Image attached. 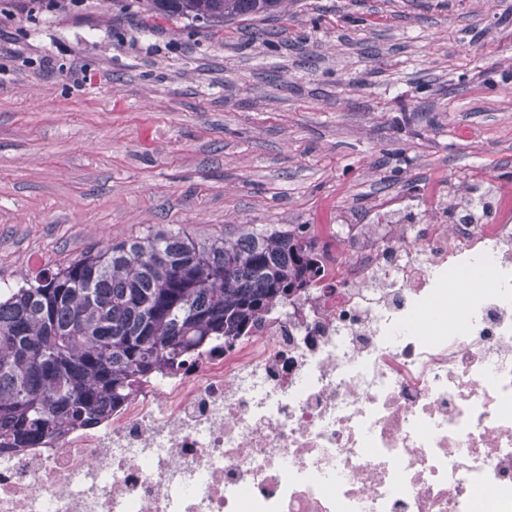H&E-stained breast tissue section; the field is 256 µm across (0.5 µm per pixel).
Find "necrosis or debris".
<instances>
[{
    "label": "necrosis or debris",
    "mask_w": 512,
    "mask_h": 512,
    "mask_svg": "<svg viewBox=\"0 0 512 512\" xmlns=\"http://www.w3.org/2000/svg\"><path fill=\"white\" fill-rule=\"evenodd\" d=\"M469 196L381 209L232 348L0 454V512H512V193Z\"/></svg>",
    "instance_id": "4bbe7bcc"
}]
</instances>
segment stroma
Returning <instances> with one entry per match:
<instances>
[{
    "label": "stroma",
    "mask_w": 512,
    "mask_h": 512,
    "mask_svg": "<svg viewBox=\"0 0 512 512\" xmlns=\"http://www.w3.org/2000/svg\"><path fill=\"white\" fill-rule=\"evenodd\" d=\"M481 177L512 187V0H0V282L162 227L341 244ZM283 0H147L153 16L224 23L228 20L267 17L280 12Z\"/></svg>",
    "instance_id": "1"
}]
</instances>
